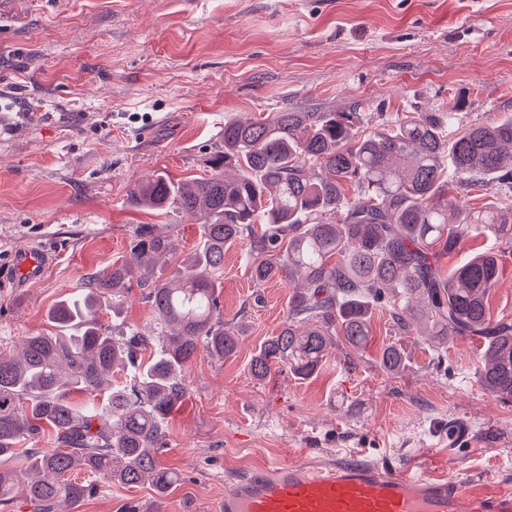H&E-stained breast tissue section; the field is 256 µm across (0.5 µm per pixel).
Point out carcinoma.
<instances>
[{"label":"carcinoma","instance_id":"1","mask_svg":"<svg viewBox=\"0 0 512 512\" xmlns=\"http://www.w3.org/2000/svg\"><path fill=\"white\" fill-rule=\"evenodd\" d=\"M358 121L357 112L241 117L224 123L210 174L177 182L158 174L129 190L136 205L207 214L200 246L165 278L141 283L155 314L151 333L114 336L102 323L106 311L118 314L134 279L114 265L49 311L55 333L26 337L19 355L0 349L1 510L18 492L37 512H73L108 481L146 482L160 498L179 481L161 461L164 423L186 395L198 351L218 359L237 351L240 332L224 322L217 294L224 247L237 240L249 242L254 281L280 277L292 288L281 330L250 360L255 379L281 367L308 379L336 337L365 344L372 297L401 330L411 316L439 344L483 339V383L512 400V320L489 306L502 255L485 250L449 272L439 265L475 233L512 253L511 205L475 210L448 195L450 174L464 189L477 179L512 184V119L471 126L450 142L443 128L454 112H416L373 134ZM133 249L149 259L175 246L139 224ZM118 366L138 376L115 386ZM46 427L55 447H30ZM16 460L32 472L21 487Z\"/></svg>","mask_w":512,"mask_h":512}]
</instances>
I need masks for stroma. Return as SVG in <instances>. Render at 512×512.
Returning <instances> with one entry per match:
<instances>
[{"mask_svg":"<svg viewBox=\"0 0 512 512\" xmlns=\"http://www.w3.org/2000/svg\"><path fill=\"white\" fill-rule=\"evenodd\" d=\"M284 110L356 112L378 131L414 112H453L456 129L512 114V0H0V273L19 247L57 253L42 281L0 287V349L52 332L50 308L92 273L137 268V225L192 252L204 216L131 205L130 185L208 174L225 122ZM246 241L224 250L225 322L242 330L227 359L198 352L166 426L164 501L146 484H103L78 512H213L236 476L271 461L360 456L512 487V401L482 381L481 342L435 349L401 333L383 305L372 336L337 341L319 374L255 380L260 344L281 328L287 281L257 284ZM115 330L153 329L141 288ZM397 347L396 372L380 363Z\"/></svg>","mask_w":512,"mask_h":512,"instance_id":"stroma-1","label":"stroma"}]
</instances>
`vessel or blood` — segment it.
<instances>
[{"label": "vessel or blood", "instance_id": "b4317fda", "mask_svg": "<svg viewBox=\"0 0 512 512\" xmlns=\"http://www.w3.org/2000/svg\"><path fill=\"white\" fill-rule=\"evenodd\" d=\"M11 265L31 283L48 269L29 249L15 251ZM216 512H512V492L388 461L352 458L321 468L290 461L236 479Z\"/></svg>", "mask_w": 512, "mask_h": 512}]
</instances>
